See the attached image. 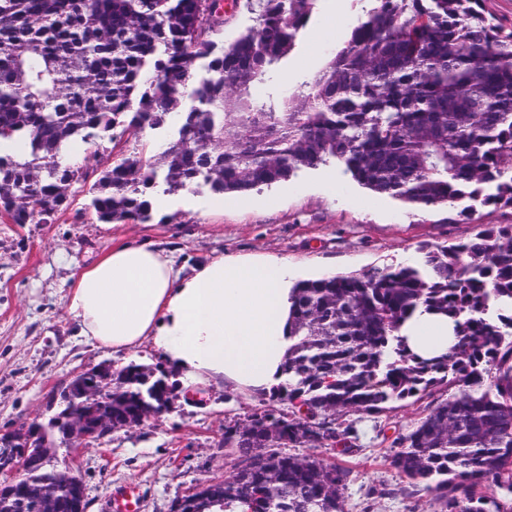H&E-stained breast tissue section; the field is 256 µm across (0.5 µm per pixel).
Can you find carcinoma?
<instances>
[{
  "instance_id": "carcinoma-1",
  "label": "carcinoma",
  "mask_w": 512,
  "mask_h": 512,
  "mask_svg": "<svg viewBox=\"0 0 512 512\" xmlns=\"http://www.w3.org/2000/svg\"><path fill=\"white\" fill-rule=\"evenodd\" d=\"M310 81L273 102L250 88L287 59L316 0H254L257 24L230 46L209 0H0V220L42 224L86 183L65 164L79 141L98 159L127 131L180 125L161 164L115 156L88 189L100 223L151 220L150 190L216 195L271 185L330 160L359 185L416 208L463 199L512 208V26L488 0H370ZM192 104L183 107L184 98ZM24 143L15 153L5 145ZM423 262L296 285L288 383L224 446L246 465L224 481L229 504L254 512H343L350 469L278 451L358 447L347 416L429 394L446 383L391 465L434 494L441 512H512V224ZM419 308L448 317V352L421 358L399 336ZM141 366L120 371L118 413L150 399Z\"/></svg>"
}]
</instances>
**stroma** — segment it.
Returning a JSON list of instances; mask_svg holds the SVG:
<instances>
[{"mask_svg":"<svg viewBox=\"0 0 512 512\" xmlns=\"http://www.w3.org/2000/svg\"><path fill=\"white\" fill-rule=\"evenodd\" d=\"M366 0H318L296 50L281 76L256 85L254 97L297 88L335 53L362 17ZM86 201L73 202L50 224L0 223V433L35 417H49L50 398L75 373L126 359L93 348L78 336L65 311L75 276L109 248L113 239L160 243L179 263L194 266L224 253L279 255L313 274L329 268L362 274L375 268L421 263V245H451L474 236L480 226L512 224V208L494 205L442 206L422 210L371 192L330 161L289 180L225 195L189 189L168 196L165 210L147 223L102 224L80 216ZM413 397L369 416L351 415L359 449L343 455L330 448L314 454L352 469L345 512H439L421 485L400 474L387 459L383 431L410 430L431 398ZM287 412V405L206 390L199 403H175L143 425L113 433L104 443L60 449L52 465L81 476L87 512H107L113 491L126 484L140 491L139 512H170L173 502L197 486L231 477L238 454L224 445V427L245 421L259 408Z\"/></svg>","mask_w":512,"mask_h":512,"instance_id":"stroma-1","label":"stroma"}]
</instances>
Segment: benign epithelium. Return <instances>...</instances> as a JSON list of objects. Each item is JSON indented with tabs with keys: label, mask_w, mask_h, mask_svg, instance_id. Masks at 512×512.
I'll return each mask as SVG.
<instances>
[{
	"label": "benign epithelium",
	"mask_w": 512,
	"mask_h": 512,
	"mask_svg": "<svg viewBox=\"0 0 512 512\" xmlns=\"http://www.w3.org/2000/svg\"><path fill=\"white\" fill-rule=\"evenodd\" d=\"M158 379L151 391L153 402L143 405L139 416L112 413V400L125 392L122 375L112 373V364L102 363L75 374L60 391L64 408L46 424L39 419L25 422L18 430L0 434V496H21L39 503L41 512H86L82 479L71 471H54V479L68 494L48 491L36 473L61 447H91L113 432L133 428L170 407L171 388L164 376L146 374L144 381ZM213 484L198 486L176 502L174 512H208L202 507L212 496Z\"/></svg>",
	"instance_id": "1"
}]
</instances>
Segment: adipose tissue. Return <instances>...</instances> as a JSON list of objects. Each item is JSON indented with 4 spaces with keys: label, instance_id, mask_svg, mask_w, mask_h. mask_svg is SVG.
Segmentation results:
<instances>
[{
    "label": "adipose tissue",
    "instance_id": "ef3b65f1",
    "mask_svg": "<svg viewBox=\"0 0 512 512\" xmlns=\"http://www.w3.org/2000/svg\"><path fill=\"white\" fill-rule=\"evenodd\" d=\"M299 275L284 257L221 254L187 272L168 249L119 241L78 273L65 311L96 346L123 355L149 346L184 388L254 398L288 380ZM450 332L447 319L425 312L401 329L409 349L424 358L447 352Z\"/></svg>",
    "mask_w": 512,
    "mask_h": 512
}]
</instances>
